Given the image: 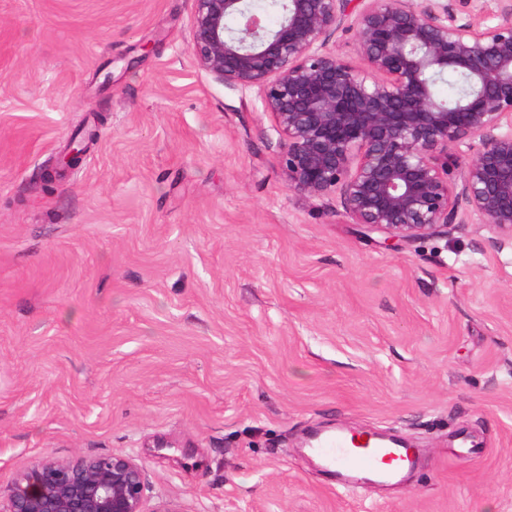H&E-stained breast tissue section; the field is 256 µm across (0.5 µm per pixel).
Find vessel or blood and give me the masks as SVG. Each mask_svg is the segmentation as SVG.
<instances>
[{
    "mask_svg": "<svg viewBox=\"0 0 512 512\" xmlns=\"http://www.w3.org/2000/svg\"><path fill=\"white\" fill-rule=\"evenodd\" d=\"M313 453L322 459L337 481L352 482L355 473L371 472L392 481L415 462L414 453L400 443L385 445L368 433H336L315 437Z\"/></svg>",
    "mask_w": 512,
    "mask_h": 512,
    "instance_id": "1",
    "label": "vessel or blood"
}]
</instances>
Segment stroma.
<instances>
[{
  "label": "stroma",
  "instance_id": "obj_1",
  "mask_svg": "<svg viewBox=\"0 0 512 512\" xmlns=\"http://www.w3.org/2000/svg\"><path fill=\"white\" fill-rule=\"evenodd\" d=\"M192 13L0 0V493L115 453L150 510L512 512V247L469 214L389 249L289 190L257 89L194 65ZM336 429L421 466L336 487L301 448Z\"/></svg>",
  "mask_w": 512,
  "mask_h": 512
}]
</instances>
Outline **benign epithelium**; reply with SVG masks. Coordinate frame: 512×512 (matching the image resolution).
Masks as SVG:
<instances>
[{
  "label": "benign epithelium",
  "mask_w": 512,
  "mask_h": 512,
  "mask_svg": "<svg viewBox=\"0 0 512 512\" xmlns=\"http://www.w3.org/2000/svg\"><path fill=\"white\" fill-rule=\"evenodd\" d=\"M474 2L281 0L272 26L250 0H194L189 51L215 80L259 90L289 189L340 191L350 223L390 247L448 235L463 204L512 244V0L491 16ZM339 31L364 67L329 46ZM450 69L473 81L453 111L432 93ZM86 152L67 144L55 168ZM0 512H146L143 465L44 459L17 476Z\"/></svg>",
  "instance_id": "7a95c632"
}]
</instances>
